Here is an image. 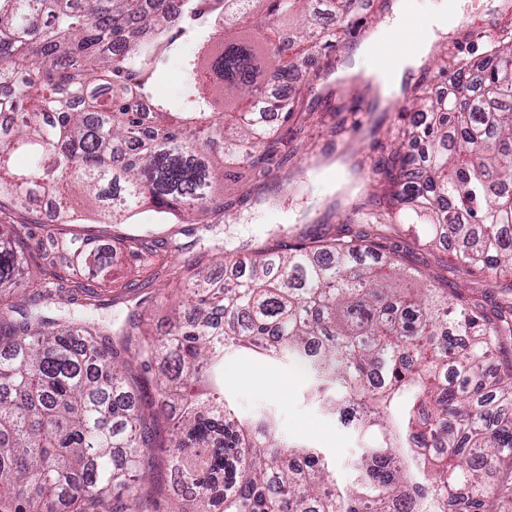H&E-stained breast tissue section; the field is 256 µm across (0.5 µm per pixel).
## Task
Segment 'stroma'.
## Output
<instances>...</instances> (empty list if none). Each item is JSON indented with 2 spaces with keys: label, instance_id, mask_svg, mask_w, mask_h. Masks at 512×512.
<instances>
[{
  "label": "stroma",
  "instance_id": "obj_1",
  "mask_svg": "<svg viewBox=\"0 0 512 512\" xmlns=\"http://www.w3.org/2000/svg\"><path fill=\"white\" fill-rule=\"evenodd\" d=\"M454 16L467 41L450 32L434 43L433 55L423 59L408 86V93L447 85L434 61V54L447 50L452 59H476L488 42L484 31L490 22L512 27V0H454ZM362 30L342 45L313 57L311 69L321 78L306 96L309 119L295 145L297 150L273 179L256 185L252 171L239 167L234 175L251 185L253 192L231 211L211 218L209 224L171 222L146 210L124 224L97 220L87 214L69 224H49L46 213L56 202L53 196L35 198L28 210L0 208V222L29 225L39 263L58 261L64 241L79 238L94 246L113 250L108 280H93L100 305L94 318L101 325L122 321L141 297L149 302L143 311L152 333L163 331L172 314L169 296L181 280L184 264L198 255L222 254L244 257L272 242L297 243L305 236L329 237L358 219L373 170L392 147L397 124L393 100L371 105L358 81L336 79V72L352 66L355 49L370 36ZM386 245L395 250L410 272L426 276L436 286L459 288L486 295L494 303L512 302V281L505 278L466 276L458 273L447 246L425 247L406 225H395L385 234ZM229 388L247 416L267 407L278 412V429L291 442L321 448L329 458L337 485L351 482L350 467L361 442L337 425L333 416L303 397L304 380L292 366L282 362H251L248 375H241L239 361H231Z\"/></svg>",
  "mask_w": 512,
  "mask_h": 512
}]
</instances>
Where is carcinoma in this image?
<instances>
[{"label": "carcinoma", "mask_w": 512, "mask_h": 512, "mask_svg": "<svg viewBox=\"0 0 512 512\" xmlns=\"http://www.w3.org/2000/svg\"><path fill=\"white\" fill-rule=\"evenodd\" d=\"M265 21L253 24L257 5ZM305 16L288 45L281 20ZM359 0H0V200L18 209L71 199L123 224L149 205L202 223L233 201L217 195L237 163L265 179L288 160L291 89L307 53L336 30L365 27ZM184 41L177 99L155 92L157 63ZM439 71L462 90H428L403 106L402 140L376 168L369 203L429 244L456 236L458 271H512V34L483 58ZM29 165L16 164L18 155ZM78 265H112L81 240ZM366 236L268 247L200 266L156 339L135 311L117 327L62 320L41 306L95 307L97 292L43 268L28 282L26 224H0V512H488L512 486V305L492 313L461 292L428 288ZM283 361L305 396L359 437L355 488L330 479L318 448L288 442L267 409L246 417L226 358Z\"/></svg>", "instance_id": "cac0c4a2"}]
</instances>
